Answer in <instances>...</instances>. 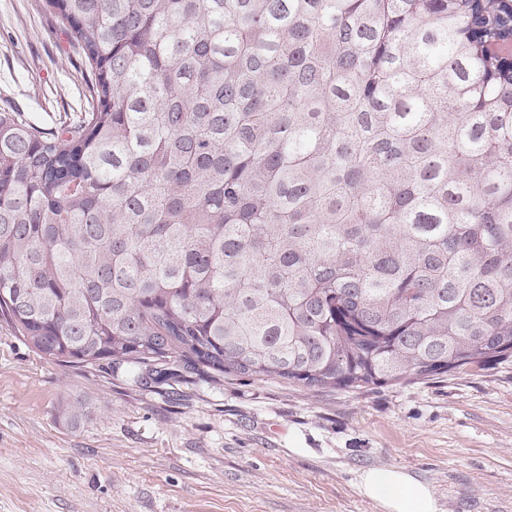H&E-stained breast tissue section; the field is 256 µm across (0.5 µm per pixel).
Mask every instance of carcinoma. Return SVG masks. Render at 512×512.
Wrapping results in <instances>:
<instances>
[{"mask_svg":"<svg viewBox=\"0 0 512 512\" xmlns=\"http://www.w3.org/2000/svg\"><path fill=\"white\" fill-rule=\"evenodd\" d=\"M47 5L95 104L0 112V319L42 358L343 390L512 358L501 0Z\"/></svg>","mask_w":512,"mask_h":512,"instance_id":"carcinoma-1","label":"carcinoma"}]
</instances>
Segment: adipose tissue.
<instances>
[{
	"mask_svg": "<svg viewBox=\"0 0 512 512\" xmlns=\"http://www.w3.org/2000/svg\"><path fill=\"white\" fill-rule=\"evenodd\" d=\"M360 490L383 512H435L434 495L426 484L393 467H377L360 477Z\"/></svg>",
	"mask_w": 512,
	"mask_h": 512,
	"instance_id": "adipose-tissue-1",
	"label": "adipose tissue"
}]
</instances>
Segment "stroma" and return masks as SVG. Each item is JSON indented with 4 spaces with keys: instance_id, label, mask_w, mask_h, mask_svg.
<instances>
[{
    "instance_id": "35a3bbf8",
    "label": "stroma",
    "mask_w": 512,
    "mask_h": 512,
    "mask_svg": "<svg viewBox=\"0 0 512 512\" xmlns=\"http://www.w3.org/2000/svg\"><path fill=\"white\" fill-rule=\"evenodd\" d=\"M90 77L46 0H0L1 109L77 120ZM374 467L428 485L436 512H512V361L355 392L142 386L47 361L0 320V512H381L359 490Z\"/></svg>"
}]
</instances>
